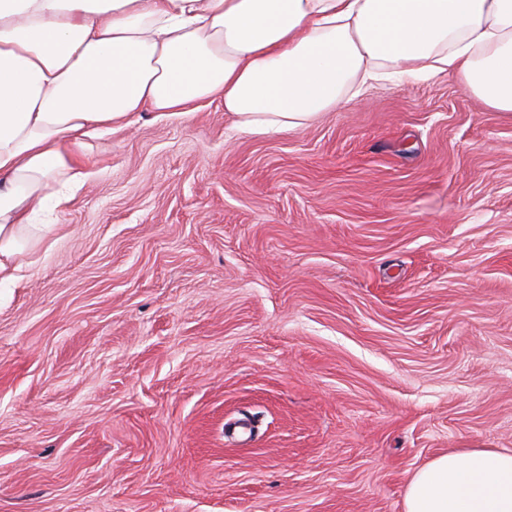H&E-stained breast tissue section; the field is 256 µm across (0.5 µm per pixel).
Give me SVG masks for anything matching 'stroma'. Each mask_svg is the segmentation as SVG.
<instances>
[{"mask_svg":"<svg viewBox=\"0 0 512 512\" xmlns=\"http://www.w3.org/2000/svg\"><path fill=\"white\" fill-rule=\"evenodd\" d=\"M231 123L97 141L0 294V512H403L512 448V118L452 74Z\"/></svg>","mask_w":512,"mask_h":512,"instance_id":"35a3bbf8","label":"stroma"}]
</instances>
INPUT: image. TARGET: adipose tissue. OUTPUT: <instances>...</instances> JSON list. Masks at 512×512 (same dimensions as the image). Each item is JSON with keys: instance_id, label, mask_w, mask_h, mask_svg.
Here are the masks:
<instances>
[{"instance_id": "adipose-tissue-1", "label": "adipose tissue", "mask_w": 512, "mask_h": 512, "mask_svg": "<svg viewBox=\"0 0 512 512\" xmlns=\"http://www.w3.org/2000/svg\"><path fill=\"white\" fill-rule=\"evenodd\" d=\"M461 75L512 112V0H0V288L96 177V139L140 112L223 105L279 133L374 82ZM404 512H512V448L437 456Z\"/></svg>"}]
</instances>
